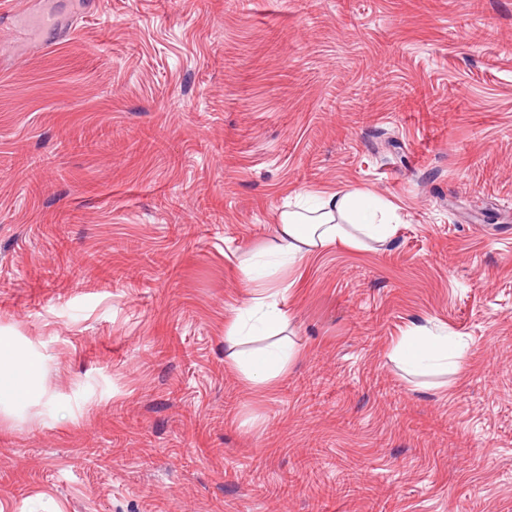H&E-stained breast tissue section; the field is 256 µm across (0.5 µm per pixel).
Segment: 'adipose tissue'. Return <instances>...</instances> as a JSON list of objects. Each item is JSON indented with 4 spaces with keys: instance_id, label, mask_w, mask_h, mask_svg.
I'll return each mask as SVG.
<instances>
[{
    "instance_id": "obj_1",
    "label": "adipose tissue",
    "mask_w": 512,
    "mask_h": 512,
    "mask_svg": "<svg viewBox=\"0 0 512 512\" xmlns=\"http://www.w3.org/2000/svg\"><path fill=\"white\" fill-rule=\"evenodd\" d=\"M392 231L388 212L366 201L360 192H327L319 196L315 208H283L273 227L269 261L247 263L244 273L254 280L270 279L288 265L335 242L356 247L369 242L380 244L389 239ZM287 323L279 292L265 291L252 299L225 333L226 357L241 371L249 387H270L294 357L292 344L283 337ZM258 330L271 337L272 344L260 351H248L247 345ZM461 353L459 341L425 325L415 326L395 349L396 356L412 369L444 366L457 360ZM41 370L37 359L22 356L12 338L1 334L0 406L14 405L19 398L35 395Z\"/></svg>"
}]
</instances>
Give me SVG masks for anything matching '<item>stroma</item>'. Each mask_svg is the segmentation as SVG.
I'll return each instance as SVG.
<instances>
[{"label":"stroma","mask_w":512,"mask_h":512,"mask_svg":"<svg viewBox=\"0 0 512 512\" xmlns=\"http://www.w3.org/2000/svg\"><path fill=\"white\" fill-rule=\"evenodd\" d=\"M347 189L392 236L296 264L246 388L244 261ZM0 332V512H512V0H0ZM288 318L281 307L280 291H265L255 296L224 335V353L238 368L250 388L264 389L285 371L295 356L292 344L281 337L267 349L247 351L244 346L261 329L268 337L285 333ZM461 353L460 341L446 334H437L427 325L415 326L395 349L396 356L411 369L422 366L448 367V359L455 365ZM42 365L36 358L22 356L10 336L0 335V406L14 405L19 397L38 392Z\"/></svg>","instance_id":"35a3bbf8"}]
</instances>
